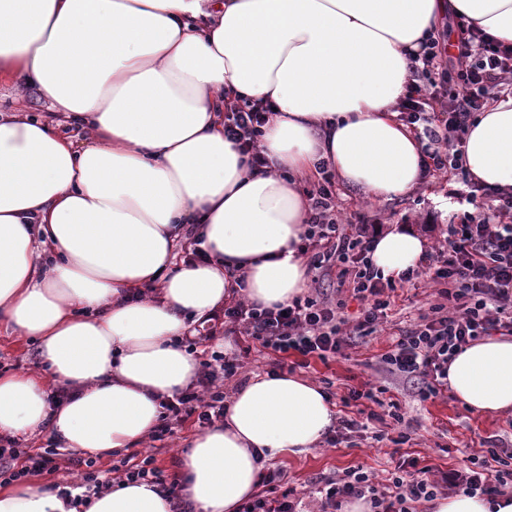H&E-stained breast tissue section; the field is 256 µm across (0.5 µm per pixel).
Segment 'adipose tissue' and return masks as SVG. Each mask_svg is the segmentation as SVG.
Listing matches in <instances>:
<instances>
[{"label": "adipose tissue", "mask_w": 512, "mask_h": 512, "mask_svg": "<svg viewBox=\"0 0 512 512\" xmlns=\"http://www.w3.org/2000/svg\"><path fill=\"white\" fill-rule=\"evenodd\" d=\"M512 45V0H0V85L32 87L92 140L0 114V323L33 339L44 374L0 373V433L49 430L108 456L140 445L161 397L195 377L190 322L231 297L271 307L307 287L298 251L320 161L362 201L423 180L416 134L396 108L412 60L444 18ZM269 106L250 170L224 137L228 103ZM462 162L512 187V93L479 112ZM210 260L174 267L186 230ZM386 277L426 251L391 228L373 242ZM69 388L58 408L46 384ZM475 414L512 410V339L488 337L448 365ZM334 411L311 382L256 376L181 460L197 512H238L263 462L311 449ZM0 512H171L148 482L67 506L37 484L0 488Z\"/></svg>", "instance_id": "ef3b65f1"}]
</instances>
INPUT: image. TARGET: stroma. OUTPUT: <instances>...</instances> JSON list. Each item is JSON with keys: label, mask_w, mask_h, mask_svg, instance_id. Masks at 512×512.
Returning a JSON list of instances; mask_svg holds the SVG:
<instances>
[{"label": "stroma", "mask_w": 512, "mask_h": 512, "mask_svg": "<svg viewBox=\"0 0 512 512\" xmlns=\"http://www.w3.org/2000/svg\"><path fill=\"white\" fill-rule=\"evenodd\" d=\"M454 210L446 181L433 178L410 195L372 205L369 212L381 219L384 226L407 224L434 243ZM385 346V334L365 336L352 348L350 359L339 358L325 364L314 360L309 367L295 368L294 373L316 385L329 380L331 393L340 396L368 383L385 389L387 397L398 401L406 419L411 420L415 430L413 441H379L369 427L339 437L336 444L323 440L303 454L271 460L270 468L285 470L289 486L298 493L309 492L314 481L335 472L361 467L382 475L411 458L448 472L479 456L484 440L491 436L512 446V411L474 414L449 391L435 399L419 400L414 384L383 372L378 358ZM42 369L37 347L18 342L12 329L1 323L0 372Z\"/></svg>", "instance_id": "stroma-1"}]
</instances>
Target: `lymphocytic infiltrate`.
<instances>
[{"label":"lymphocytic infiltrate","instance_id":"f902f5d3","mask_svg":"<svg viewBox=\"0 0 512 512\" xmlns=\"http://www.w3.org/2000/svg\"><path fill=\"white\" fill-rule=\"evenodd\" d=\"M456 27V43L442 35L421 44L411 72L414 84L399 105L400 121L421 138L426 176L450 180L449 194L462 206L443 239L400 279L382 276L371 259L375 224L365 210L338 209L336 176L328 163H321L318 178L305 189L309 212L300 252L311 268L335 277V295L315 285L307 295L272 308L234 300L224 307L222 325L207 319L198 323L199 340L212 339L222 329L269 355L294 354L305 363H325L343 354L356 337L378 331L399 283L426 276L433 288L417 321L398 328L380 356L385 371L416 380L425 401L447 391L448 364L464 348L486 336L512 335V188L475 182L461 170L458 151L473 115L493 100L495 90L512 87V46L491 40L465 21ZM265 123L264 108L255 104L224 112L225 136L257 170L267 165L257 145ZM347 297L360 305L352 319L344 315ZM200 366L195 387L161 400L151 440L174 435L191 419L203 427L223 418L230 398L227 384L243 363L215 351ZM58 472L69 474L74 487L90 491L147 481L161 489L172 512H190L177 492V480L165 479L155 455L129 456L106 467L96 457L65 456L52 441L24 448L0 437V486ZM451 488L470 495H511L512 448L489 442L482 460L440 475L425 466L402 468L382 482L372 472L353 468L319 480L311 512H338L343 500L365 496L373 512H421V505ZM298 506L283 471L269 470L261 472L259 490L241 512H298Z\"/></svg>","mask_w":512,"mask_h":512}]
</instances>
